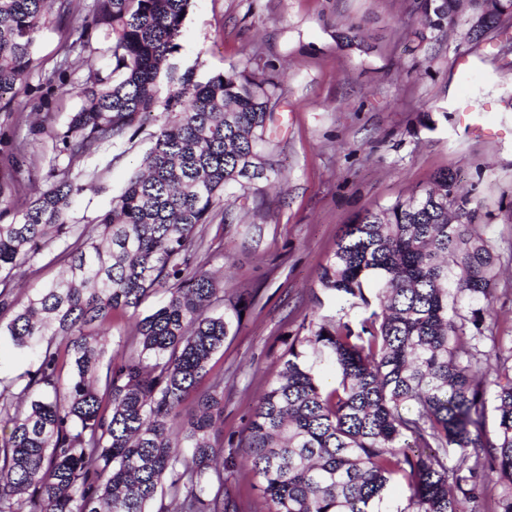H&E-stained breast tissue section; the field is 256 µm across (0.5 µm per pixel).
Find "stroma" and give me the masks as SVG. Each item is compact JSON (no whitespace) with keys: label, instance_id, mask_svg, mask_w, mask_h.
Returning a JSON list of instances; mask_svg holds the SVG:
<instances>
[{"label":"stroma","instance_id":"35a3bbf8","mask_svg":"<svg viewBox=\"0 0 512 512\" xmlns=\"http://www.w3.org/2000/svg\"><path fill=\"white\" fill-rule=\"evenodd\" d=\"M91 0H71L66 14L51 11L34 44L27 85L9 110H0V208L21 212L35 191L48 188L53 168L69 167L79 185L69 224L94 223L111 209L141 169L171 113L157 105L123 137L76 160L56 154L55 136L82 100L92 73L108 74L110 45L92 28ZM417 0H190L169 64L204 80L253 63L277 74L281 100L264 152L274 169L246 198L218 205L205 227L209 268L224 271L223 302L213 312L229 323L224 345L207 375L183 400L193 410L214 375L224 377V439L237 441L259 394L274 381L303 319L335 315L340 303L324 294L318 275L343 225L358 212L427 188L438 172L474 187L485 232L498 252L512 251V45L500 37L474 45L458 20L428 52L405 46L416 23ZM361 33L369 52L341 48L337 31ZM87 31L83 51L63 57L65 42ZM461 55L476 67L462 75ZM67 68H60V61ZM474 110L461 119L457 109ZM24 150L8 158L11 143ZM54 242L16 280L27 298L56 280ZM496 299L486 314L482 351L487 379L492 358L512 342V263L503 262ZM242 314H235V306ZM224 485L252 512H268L260 481L245 465L224 474Z\"/></svg>","mask_w":512,"mask_h":512}]
</instances>
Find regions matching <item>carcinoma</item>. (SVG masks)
I'll use <instances>...</instances> for the list:
<instances>
[{"label": "carcinoma", "mask_w": 512, "mask_h": 512, "mask_svg": "<svg viewBox=\"0 0 512 512\" xmlns=\"http://www.w3.org/2000/svg\"><path fill=\"white\" fill-rule=\"evenodd\" d=\"M69 2L0 0V109L26 86L46 14L55 3L67 12ZM189 5L90 6L112 41V70L81 89V107L56 135L60 152L83 157L124 135L155 108L163 72L173 83L167 106L178 109L112 209L74 232L66 216L79 187L61 168L20 219L0 221V329L36 360L0 379V512H246L224 492V470L236 465L220 441L224 378L186 421L181 404L228 334L224 317L205 313L224 301V282L198 262L203 225L221 200L273 170L258 144L279 85L247 66L204 82L174 77L168 60ZM498 5L419 0L413 50L462 16L476 40L506 33L493 25L512 19V0ZM336 39L368 50L351 30ZM56 239L66 241L55 257L64 274L20 300L15 276ZM500 264L475 186L448 171L344 226L319 282L365 316L311 323L293 338L238 444L269 512H383L399 475L412 489L403 512H462L493 480L503 487L494 512H512V345L495 354L492 389L479 350ZM160 288L165 305L140 316ZM118 309L132 312L135 333L104 367L106 324ZM309 348L335 366L328 392Z\"/></svg>", "instance_id": "1"}]
</instances>
